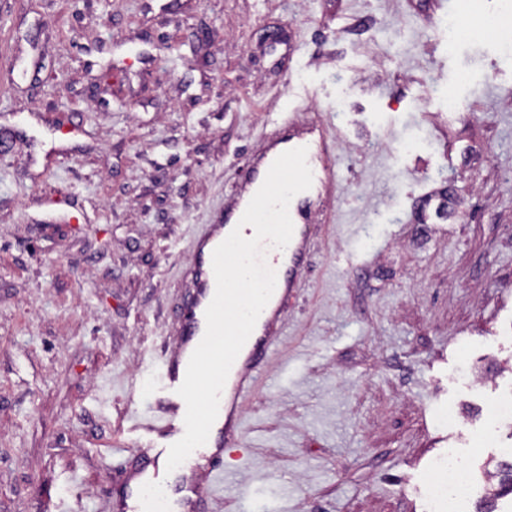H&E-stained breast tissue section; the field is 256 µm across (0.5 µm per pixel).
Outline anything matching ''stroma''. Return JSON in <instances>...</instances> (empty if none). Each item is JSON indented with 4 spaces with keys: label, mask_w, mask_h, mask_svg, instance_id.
<instances>
[{
    "label": "stroma",
    "mask_w": 512,
    "mask_h": 512,
    "mask_svg": "<svg viewBox=\"0 0 512 512\" xmlns=\"http://www.w3.org/2000/svg\"><path fill=\"white\" fill-rule=\"evenodd\" d=\"M463 1L0 0V512H118L196 244L289 112L335 198L208 512H425L450 448L475 512L512 443V49L451 37Z\"/></svg>",
    "instance_id": "obj_1"
}]
</instances>
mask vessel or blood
Here are the masks:
<instances>
[{"label":"vessel or blood","instance_id":"1","mask_svg":"<svg viewBox=\"0 0 512 512\" xmlns=\"http://www.w3.org/2000/svg\"><path fill=\"white\" fill-rule=\"evenodd\" d=\"M288 140L279 134H272L252 158L245 163L244 184L229 195L223 212L219 215L211 233L204 237L190 268L193 293L183 313V330L177 354L169 361L166 371V387L172 397L165 405L159 418L144 420V428L157 434L159 448L153 454L143 456L140 484L153 488L158 484V465L167 457L171 444L178 441L185 432L184 416L181 409L184 402L176 391L182 384L191 354L202 340L206 330L205 312L211 303L216 282L212 268V255L235 227H242L246 235H253L251 226L241 225L240 220L252 197L261 187L276 158L287 150ZM296 146L306 148L307 164L313 175L309 190L303 191L291 200L289 215L296 225L289 244L282 249L265 246V261L276 272V284L272 296L262 310L256 325L234 361L224 389V422L211 429L209 438L197 448L194 456L187 458L183 466L194 469L196 463L212 466L224 454L227 446L237 443L242 435L239 408L256 381V371L266 360L270 349V337L275 330L285 302L293 292L302 272V264L311 247L308 221L312 198L316 195L331 194L336 184L334 142L328 138L322 126L312 124L297 134Z\"/></svg>","mask_w":512,"mask_h":512}]
</instances>
